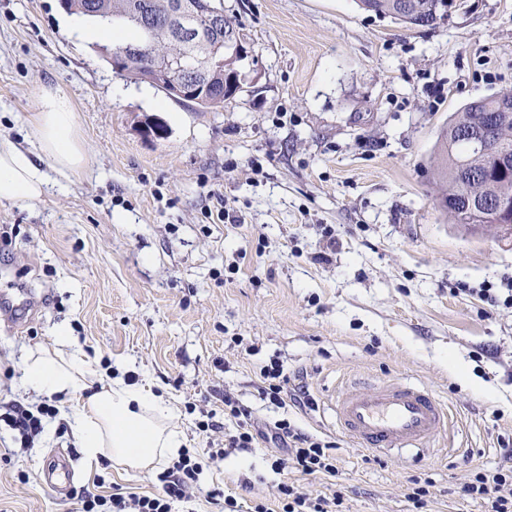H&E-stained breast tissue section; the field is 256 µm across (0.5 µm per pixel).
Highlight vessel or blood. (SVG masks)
I'll list each match as a JSON object with an SVG mask.
<instances>
[{
  "instance_id": "1",
  "label": "vessel or blood",
  "mask_w": 512,
  "mask_h": 512,
  "mask_svg": "<svg viewBox=\"0 0 512 512\" xmlns=\"http://www.w3.org/2000/svg\"><path fill=\"white\" fill-rule=\"evenodd\" d=\"M334 411L337 426L357 447L387 456L431 447L448 425L447 406L410 380L390 379L368 390L348 384Z\"/></svg>"
}]
</instances>
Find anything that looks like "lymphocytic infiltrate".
Segmentation results:
<instances>
[{"instance_id":"obj_1","label":"lymphocytic infiltrate","mask_w":512,"mask_h":512,"mask_svg":"<svg viewBox=\"0 0 512 512\" xmlns=\"http://www.w3.org/2000/svg\"><path fill=\"white\" fill-rule=\"evenodd\" d=\"M54 409L40 404L29 410L11 402L6 404L0 420L18 431L22 444L33 442L42 431L44 418L53 416ZM224 414L236 423L234 431L226 433L221 447L210 449L208 455L182 454L177 462L159 474L161 489L153 495L120 493L103 496L89 491L77 498L76 512H171L173 502L186 499L195 488L204 465L215 463L236 452H249L257 441L281 444L283 456L271 463L274 471L292 470L301 476L329 480L339 474L337 458L331 443L305 432L288 419L274 424L260 423L252 411L239 403L232 393L224 395ZM504 462L494 468H481L472 473L464 492L472 499L487 504L489 512H512V448L504 449ZM343 504L340 492L311 494L302 491L295 482L278 485V504L269 507L256 501L250 512H337Z\"/></svg>"}]
</instances>
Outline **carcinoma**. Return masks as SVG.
<instances>
[{"mask_svg":"<svg viewBox=\"0 0 512 512\" xmlns=\"http://www.w3.org/2000/svg\"><path fill=\"white\" fill-rule=\"evenodd\" d=\"M171 0H64L65 11L89 19L104 18L112 24L127 29L132 38L112 43V46L133 48L146 40L144 26L153 31L151 61L163 72V84L181 80L190 75L193 66L191 54L195 43H184L174 38V19L170 14ZM200 13V22L211 19L206 32L208 54L224 61V65L209 74L205 83L210 96L222 98L215 102L221 106L224 101L239 90L230 83L231 75L238 71L240 58L225 50L224 36L235 34L230 21L224 19V9L214 5V0H191ZM358 6L378 16L393 18L407 26L427 28L435 26L444 16L439 10L438 0H357ZM512 96L503 93L466 104L453 114L440 133V155L437 178L442 188L441 207L454 223H462L461 215L452 200L460 196L495 199L512 195V178H493L483 175L488 165L487 155L474 150L458 139L456 133L465 128L485 125L487 115L499 107L503 99ZM468 163L482 176L464 183L458 182L456 171L460 164Z\"/></svg>","mask_w":512,"mask_h":512,"instance_id":"cac0c4a2","label":"carcinoma"}]
</instances>
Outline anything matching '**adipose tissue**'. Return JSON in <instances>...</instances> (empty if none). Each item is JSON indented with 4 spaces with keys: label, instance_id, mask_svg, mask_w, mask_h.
<instances>
[{
    "label": "adipose tissue",
    "instance_id": "obj_1",
    "mask_svg": "<svg viewBox=\"0 0 512 512\" xmlns=\"http://www.w3.org/2000/svg\"><path fill=\"white\" fill-rule=\"evenodd\" d=\"M30 125L28 148L0 137V201L36 202L49 190V172L68 181L87 164L76 137L75 110L63 92L37 90ZM54 344L53 352L31 353L24 385L36 397L87 392L82 411L70 415L68 425L88 464L106 457L132 470L158 471L177 458L186 440L164 394L105 377L67 327L56 329Z\"/></svg>",
    "mask_w": 512,
    "mask_h": 512
}]
</instances>
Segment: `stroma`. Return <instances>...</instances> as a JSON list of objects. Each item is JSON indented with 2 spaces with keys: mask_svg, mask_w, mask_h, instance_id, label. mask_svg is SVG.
Returning a JSON list of instances; mask_svg holds the SVG:
<instances>
[{
  "mask_svg": "<svg viewBox=\"0 0 512 512\" xmlns=\"http://www.w3.org/2000/svg\"><path fill=\"white\" fill-rule=\"evenodd\" d=\"M247 50L224 106L187 107L119 75L76 38L60 0H0V134L27 146L33 94L65 93L89 160L66 189L0 201V400L35 407L28 352L68 326L108 376L152 384L196 424L223 427L232 392L260 421L289 418L336 446L342 512H487L463 491L512 444V305L474 291L512 280V240L450 223L433 171L439 135L466 103L512 92V0H465L435 27L410 29L355 0H220ZM162 118L166 137L139 130ZM224 211L213 223L208 212ZM279 358L304 401L276 407L259 370ZM462 366L469 382L454 371ZM408 377L448 405L439 447L387 459L336 428L332 403L353 379ZM22 446L0 423V512H75L84 491L150 495L157 474L87 466L62 416ZM69 454L72 496L43 466ZM282 480L263 451L204 470L172 512L274 502Z\"/></svg>",
  "mask_w": 512,
  "mask_h": 512,
  "instance_id": "stroma-1",
  "label": "stroma"
}]
</instances>
